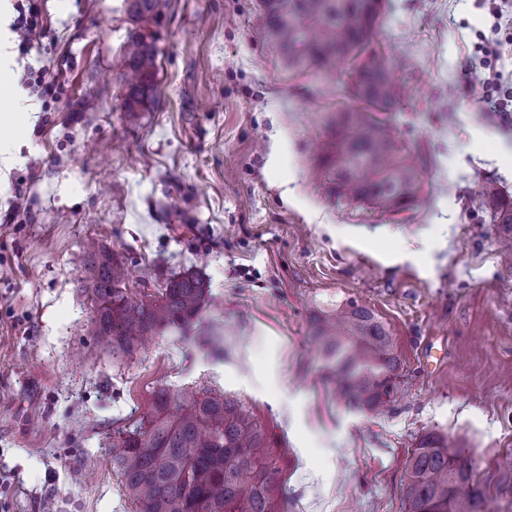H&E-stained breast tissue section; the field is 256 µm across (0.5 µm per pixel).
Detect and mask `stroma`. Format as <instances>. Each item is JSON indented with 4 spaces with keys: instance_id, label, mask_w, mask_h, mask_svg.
I'll use <instances>...</instances> for the list:
<instances>
[{
    "instance_id": "35a3bbf8",
    "label": "stroma",
    "mask_w": 512,
    "mask_h": 512,
    "mask_svg": "<svg viewBox=\"0 0 512 512\" xmlns=\"http://www.w3.org/2000/svg\"><path fill=\"white\" fill-rule=\"evenodd\" d=\"M257 3L159 0L157 79L129 114L127 0H8L40 25L14 52L24 127L0 129V512H136L106 446L163 389L243 403L290 512H402L430 431L512 512V258L479 196L488 180L512 194V117L486 106L512 99V20L487 0H387L378 39L412 63L394 121L427 163L419 201L381 213L316 175L343 76L288 71ZM91 239L128 266L132 298L203 275L222 343L169 333L113 361ZM352 299L402 360L379 414L334 394L310 342Z\"/></svg>"
}]
</instances>
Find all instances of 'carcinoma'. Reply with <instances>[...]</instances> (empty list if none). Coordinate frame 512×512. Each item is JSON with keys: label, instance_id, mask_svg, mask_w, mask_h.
<instances>
[{"label": "carcinoma", "instance_id": "1", "mask_svg": "<svg viewBox=\"0 0 512 512\" xmlns=\"http://www.w3.org/2000/svg\"><path fill=\"white\" fill-rule=\"evenodd\" d=\"M159 0H131L135 28L125 45L124 111L140 112L156 79ZM261 27L290 70L328 79L350 78L351 104L336 109L322 164L338 198L382 213L411 205L422 189L416 148L402 142L389 116L398 102L393 60L373 39L385 0H259ZM492 223L512 225V196L492 182L482 189ZM127 269L109 254L94 257L90 289L96 301L97 345L115 359L138 353L145 341L176 330L184 338L209 294L197 274L176 275L160 292L137 300L123 284ZM313 342L345 402L376 412L397 387L399 360L392 337L372 309L351 300L320 317ZM126 498L137 512H288L276 469L263 456L266 434L250 411L224 393L189 399L163 389L153 411L112 436L108 445ZM473 461L448 452V437L423 435L402 471L403 512H490L472 480Z\"/></svg>", "mask_w": 512, "mask_h": 512}]
</instances>
